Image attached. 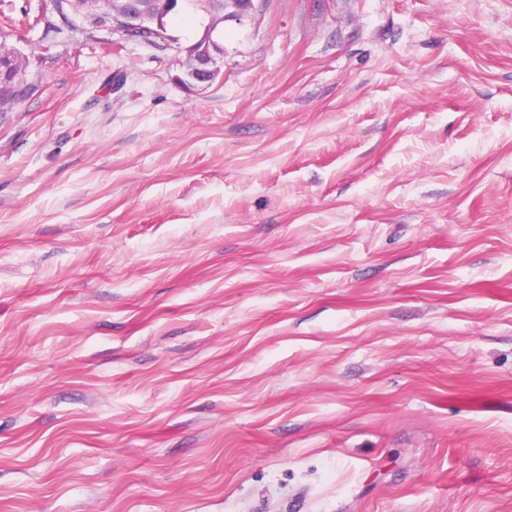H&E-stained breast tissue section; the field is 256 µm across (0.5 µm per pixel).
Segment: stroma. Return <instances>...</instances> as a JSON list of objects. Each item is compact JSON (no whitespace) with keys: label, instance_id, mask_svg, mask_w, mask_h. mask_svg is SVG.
Here are the masks:
<instances>
[{"label":"stroma","instance_id":"stroma-1","mask_svg":"<svg viewBox=\"0 0 512 512\" xmlns=\"http://www.w3.org/2000/svg\"><path fill=\"white\" fill-rule=\"evenodd\" d=\"M1 16L0 512H512V0ZM82 0L80 11L75 12L92 28L105 30L112 36L117 35L125 41H139L146 31V23L153 22L152 40L163 47L168 46L169 37L163 26L168 25L169 13L163 23L159 22V12L165 15L172 10H191L202 12L207 18L201 38L193 45L203 42L201 50L195 51L184 59L187 81L183 83L202 91L210 87L220 75L219 62L224 57V19L240 20L247 16L254 0ZM221 9H217L218 4ZM199 36V37H200ZM198 37V36H197ZM194 41H196L198 38ZM201 44H198L199 47ZM7 54H2L0 63V112L12 104L11 95L4 96L6 92L12 90L17 92L18 86H24L22 82V72L26 62L22 53L16 49H10ZM4 60V61H3Z\"/></svg>","mask_w":512,"mask_h":512}]
</instances>
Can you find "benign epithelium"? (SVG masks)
I'll return each instance as SVG.
<instances>
[{"instance_id":"benign-epithelium-1","label":"benign epithelium","mask_w":512,"mask_h":512,"mask_svg":"<svg viewBox=\"0 0 512 512\" xmlns=\"http://www.w3.org/2000/svg\"><path fill=\"white\" fill-rule=\"evenodd\" d=\"M253 0H81L80 19L93 28L105 30L121 40L138 41L152 22V40L166 47L169 37L159 22V13L173 9L201 12L207 18L200 41L203 47L185 58V85L202 91L210 87L220 75L219 62L224 57V30L221 24L227 18L240 20L247 16ZM26 62L22 53L11 49L0 56V112L12 104L6 92L17 91L23 85L22 72Z\"/></svg>"}]
</instances>
